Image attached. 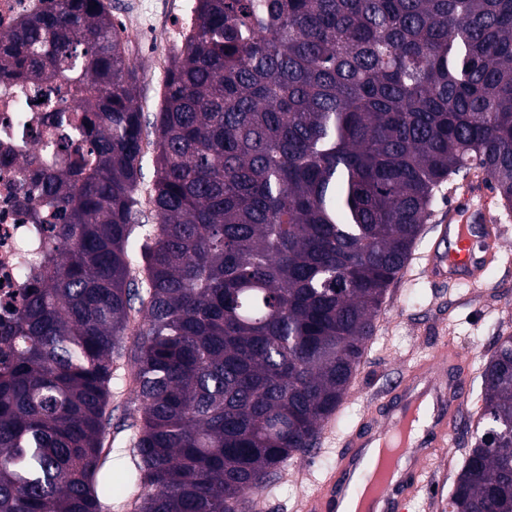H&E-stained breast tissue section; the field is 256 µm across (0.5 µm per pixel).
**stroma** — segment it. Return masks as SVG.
Masks as SVG:
<instances>
[{"mask_svg":"<svg viewBox=\"0 0 512 512\" xmlns=\"http://www.w3.org/2000/svg\"><path fill=\"white\" fill-rule=\"evenodd\" d=\"M124 37L143 68L136 104L146 118H153L164 93L156 58L161 53L173 55L176 47L158 48L129 31ZM494 211L501 214L505 232L497 246L498 258L485 268L479 287L430 281L419 262L392 285L387 312L345 404L326 426V436L315 452L298 457L278 475L270 493L254 496L252 512H302L303 498L334 469L340 439L382 407L386 393L406 369L429 360L443 344L452 345L461 356L457 375L467 390L464 415L477 411L481 385L476 370L490 357L496 336L512 333V215H504L499 204ZM133 402L130 392L112 393V512H122L121 502L130 494L122 475L130 463L128 433L120 425ZM460 461L457 436L449 434L444 453L430 464L434 480L419 497L417 512H441Z\"/></svg>","mask_w":512,"mask_h":512,"instance_id":"1","label":"stroma"}]
</instances>
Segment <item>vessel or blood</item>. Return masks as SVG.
Wrapping results in <instances>:
<instances>
[{
	"label": "vessel or blood",
	"instance_id": "obj_1",
	"mask_svg": "<svg viewBox=\"0 0 512 512\" xmlns=\"http://www.w3.org/2000/svg\"><path fill=\"white\" fill-rule=\"evenodd\" d=\"M501 233L488 195H464L448 210L447 249L428 256L431 280L472 282L480 278L486 256L475 247L485 232ZM458 362L452 347H442L428 362L409 370L396 401L375 419L351 433L335 468L304 502V512H411L421 485L422 469L400 470L401 457L420 461L445 448L465 394L451 379Z\"/></svg>",
	"mask_w": 512,
	"mask_h": 512
}]
</instances>
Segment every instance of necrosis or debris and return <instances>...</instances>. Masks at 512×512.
Returning a JSON list of instances; mask_svg holds the SVG:
<instances>
[{
	"label": "necrosis or debris",
	"instance_id": "4bbe7bcc",
	"mask_svg": "<svg viewBox=\"0 0 512 512\" xmlns=\"http://www.w3.org/2000/svg\"><path fill=\"white\" fill-rule=\"evenodd\" d=\"M193 10V0H181L166 18L152 0H127L123 26L164 44L170 36L188 32ZM75 106L76 98L63 81L21 87L0 78V333L21 308L32 268L51 233L50 225L31 222L23 204L25 161L32 152H45L47 143L63 137L78 140ZM52 108L61 109L60 124L48 123Z\"/></svg>",
	"mask_w": 512,
	"mask_h": 512
}]
</instances>
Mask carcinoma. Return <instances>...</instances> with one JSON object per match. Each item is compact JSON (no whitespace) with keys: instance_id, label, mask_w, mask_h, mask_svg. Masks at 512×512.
<instances>
[{"instance_id":"cac0c4a2","label":"carcinoma","mask_w":512,"mask_h":512,"mask_svg":"<svg viewBox=\"0 0 512 512\" xmlns=\"http://www.w3.org/2000/svg\"><path fill=\"white\" fill-rule=\"evenodd\" d=\"M44 2L0 77L70 84L88 148L30 161L57 222L0 363V512H112L130 338L127 507L246 512L345 403L438 188L512 208V0H195L151 123L102 0ZM478 371L448 512H512L511 333ZM113 390L112 384V512H130L121 509L122 500L130 495L132 488L126 486L122 470L130 464L128 431L120 430V424L129 406L134 403V396L125 388V391ZM118 426V429L116 427Z\"/></svg>"}]
</instances>
